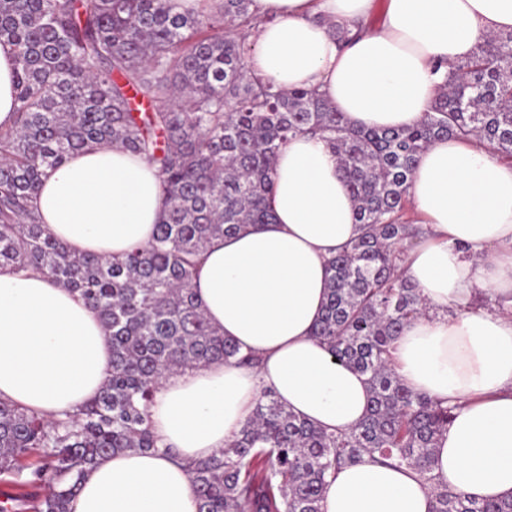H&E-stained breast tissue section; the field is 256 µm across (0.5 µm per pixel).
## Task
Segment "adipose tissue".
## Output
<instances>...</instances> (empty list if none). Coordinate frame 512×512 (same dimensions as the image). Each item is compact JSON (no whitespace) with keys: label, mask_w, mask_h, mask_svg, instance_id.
Listing matches in <instances>:
<instances>
[{"label":"adipose tissue","mask_w":512,"mask_h":512,"mask_svg":"<svg viewBox=\"0 0 512 512\" xmlns=\"http://www.w3.org/2000/svg\"><path fill=\"white\" fill-rule=\"evenodd\" d=\"M252 0L263 17L250 75L315 88L358 128L422 120L452 67L512 31V0ZM352 28L338 45L332 26ZM274 220L215 239L193 286L209 323L259 363L213 362L164 376L147 410L159 450L100 458L72 512H197L183 463L235 439L261 391L331 431L365 415L370 392L311 330L325 302L326 264L359 234L330 146L298 136L274 167ZM426 240L407 274L426 303L393 344L402 383L453 405L425 483L408 468L365 460L328 476L322 512H431L439 485L483 499L512 496V161L479 140L442 139L412 175ZM39 220L74 254L121 258L153 239L166 208L155 169L123 147L86 149L44 177ZM485 290L497 303L471 307ZM112 345L97 310L33 271L0 268V399L48 417L77 413L105 386Z\"/></svg>","instance_id":"obj_1"}]
</instances>
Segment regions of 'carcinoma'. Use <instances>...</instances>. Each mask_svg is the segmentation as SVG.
Returning <instances> with one entry per match:
<instances>
[{"instance_id": "obj_1", "label": "carcinoma", "mask_w": 512, "mask_h": 512, "mask_svg": "<svg viewBox=\"0 0 512 512\" xmlns=\"http://www.w3.org/2000/svg\"><path fill=\"white\" fill-rule=\"evenodd\" d=\"M170 0H0V42L16 52L18 108L0 128V268H30L79 294L110 332L112 370L77 414L50 419L0 400V475L29 512H70L97 460L155 451L147 409L160 379L214 361L254 364L214 331L192 282L217 237L269 224L280 148L319 134L350 188L361 233L328 261L312 336L366 377V415L329 433L270 392L226 447L187 462L197 512H321L329 472L364 458L428 477L454 408L415 392L391 366L394 340L424 311L403 242L420 155L443 138H476L512 159V31L455 65L431 111L400 129H354L315 88L276 90L248 74L252 0L176 14ZM151 162L166 193L153 241L122 259L76 255L34 216L47 171L94 145ZM432 512H512L433 488Z\"/></svg>"}]
</instances>
